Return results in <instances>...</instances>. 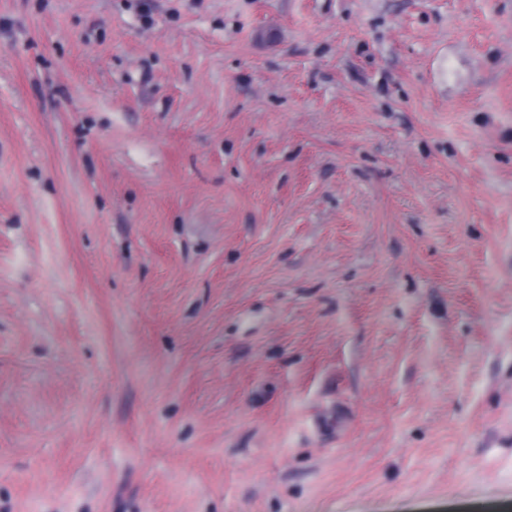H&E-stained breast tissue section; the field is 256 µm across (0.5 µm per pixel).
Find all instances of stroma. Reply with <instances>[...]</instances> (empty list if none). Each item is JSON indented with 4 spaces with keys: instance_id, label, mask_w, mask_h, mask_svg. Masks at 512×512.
Returning a JSON list of instances; mask_svg holds the SVG:
<instances>
[{
    "instance_id": "1",
    "label": "stroma",
    "mask_w": 512,
    "mask_h": 512,
    "mask_svg": "<svg viewBox=\"0 0 512 512\" xmlns=\"http://www.w3.org/2000/svg\"><path fill=\"white\" fill-rule=\"evenodd\" d=\"M512 504V0H0V512Z\"/></svg>"
}]
</instances>
